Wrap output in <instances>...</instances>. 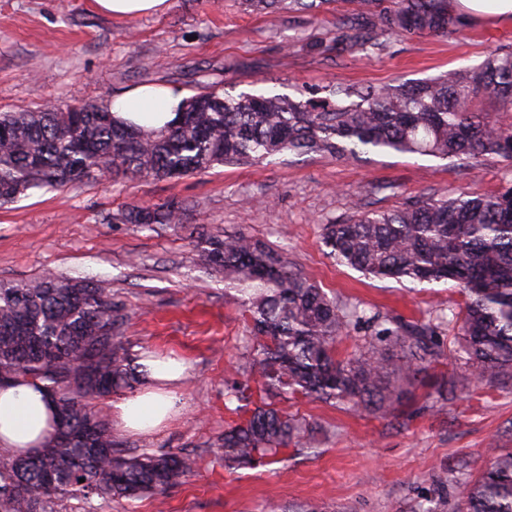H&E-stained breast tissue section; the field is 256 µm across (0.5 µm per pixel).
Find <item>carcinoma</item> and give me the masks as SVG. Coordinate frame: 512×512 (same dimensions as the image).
Segmentation results:
<instances>
[{"mask_svg": "<svg viewBox=\"0 0 512 512\" xmlns=\"http://www.w3.org/2000/svg\"><path fill=\"white\" fill-rule=\"evenodd\" d=\"M256 10L292 13L304 0H244ZM350 47L377 49L391 32H455L450 0H358ZM481 92L512 108V48L414 85L336 89L316 102L286 95L237 97L200 92L160 128L120 119L96 104L0 113V206L31 189H53L109 175L173 180L215 165L259 166L287 152L358 160L368 153L512 161V131L473 109ZM184 207L133 206L126 224H177ZM336 262L377 278L446 282L465 297L455 355L466 374L435 388V403L474 383L512 375V183L493 194L420 195L387 210L326 224ZM197 257L240 295L252 348L227 387L228 411L249 418L217 443L224 469L282 461L289 446L311 448L317 424L278 406L296 395L386 415L415 388L423 364L442 356L435 328L397 315L366 314L331 299L296 270L288 251L236 231L206 233ZM128 315L104 281L43 276L0 282V384L30 380L56 406L45 445L28 456L0 452V512H56L64 498L132 499L182 484L197 467L190 453L144 449L128 455L107 416L93 405L133 388ZM364 325L366 350L342 357L349 325ZM85 482H79V479ZM459 512H512V453L492 454L474 479L456 482Z\"/></svg>", "mask_w": 512, "mask_h": 512, "instance_id": "cac0c4a2", "label": "carcinoma"}]
</instances>
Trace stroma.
Masks as SVG:
<instances>
[{
  "instance_id": "1",
  "label": "stroma",
  "mask_w": 512,
  "mask_h": 512,
  "mask_svg": "<svg viewBox=\"0 0 512 512\" xmlns=\"http://www.w3.org/2000/svg\"><path fill=\"white\" fill-rule=\"evenodd\" d=\"M332 10L257 14L244 0H171L168 11L132 19L94 12L89 0H0V113L50 103L108 104L142 85L189 97L215 90L329 97L345 85L398 84L480 64L512 47V16L464 17L448 34L404 33L361 55L344 46ZM512 183L498 157L461 168L402 154L357 160L288 153L259 167L217 166L178 180L119 176L57 190L27 191L0 207V281L46 274L105 280L125 305L134 354L184 362L180 409L147 434L120 432L126 453L182 448L197 470L166 493L133 500L66 498L57 512H454L453 477L472 478L489 446L512 452V379L473 385L432 407L437 380L465 372L454 358L463 296L443 283L413 285L337 264L322 227L351 218L354 202L391 209L422 194L495 193ZM182 201V222L143 230L121 223L132 205ZM250 235L287 249L290 260L328 297L432 322L443 350L427 365L414 397L393 415L349 411L298 397L288 412L319 425L315 447L287 464L229 472L215 443L230 421L224 393L248 346L234 289L195 262L192 231Z\"/></svg>"
}]
</instances>
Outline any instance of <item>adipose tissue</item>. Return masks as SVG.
Here are the masks:
<instances>
[{
  "instance_id": "1",
  "label": "adipose tissue",
  "mask_w": 512,
  "mask_h": 512,
  "mask_svg": "<svg viewBox=\"0 0 512 512\" xmlns=\"http://www.w3.org/2000/svg\"><path fill=\"white\" fill-rule=\"evenodd\" d=\"M183 96L166 87L142 86L127 93L109 108L120 118L142 126L161 127L180 111ZM185 367L175 359L145 362L140 392L111 404L116 426L126 431L146 432L158 427L175 409V386ZM56 424V409L33 382L0 387V447L18 454L41 448Z\"/></svg>"
}]
</instances>
